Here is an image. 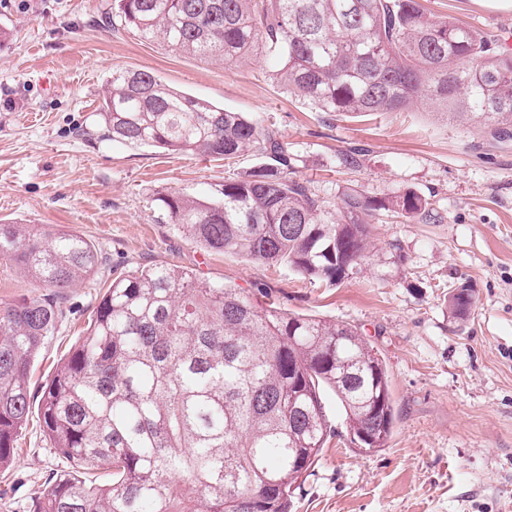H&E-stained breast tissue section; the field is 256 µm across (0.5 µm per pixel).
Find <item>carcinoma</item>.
Instances as JSON below:
<instances>
[{"mask_svg":"<svg viewBox=\"0 0 512 512\" xmlns=\"http://www.w3.org/2000/svg\"><path fill=\"white\" fill-rule=\"evenodd\" d=\"M107 22L210 61L264 43L280 85L320 112L367 116L428 100L474 127L512 135V53L420 0H115ZM105 136L123 144L261 162L224 180L217 197L158 198L169 223L201 246L284 265L339 285L371 259L383 210L429 215L414 192L342 194L336 211L292 177L277 130L138 70L112 72ZM0 260L47 293L0 303V465L32 408L30 370L62 316L63 289L95 273L99 255L77 234L0 224ZM472 289L448 291L461 318ZM332 391L351 441L387 445L396 423L388 371L351 326L262 305L169 264L112 279L85 336L41 386L38 412L55 453L73 464L47 482L35 512H291V494L335 433ZM106 462L112 480L80 470Z\"/></svg>","mask_w":512,"mask_h":512,"instance_id":"1","label":"carcinoma"}]
</instances>
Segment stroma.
Wrapping results in <instances>:
<instances>
[{"mask_svg": "<svg viewBox=\"0 0 512 512\" xmlns=\"http://www.w3.org/2000/svg\"><path fill=\"white\" fill-rule=\"evenodd\" d=\"M427 14L512 44V8L492 0H421ZM113 0H0V223L46 224L85 236L102 256L67 288L63 315L34 360L32 389L84 336L113 275L166 262L197 277L271 297L289 313L345 323L383 360L397 419L387 447L329 437L292 498V512H512V139L496 140L437 105L353 118L319 112L278 83L264 50L227 62L103 26ZM117 69L275 126L294 176L329 205L348 189L414 192L426 219L382 212L375 261L337 286L285 267L203 249L159 208L180 191L211 196L256 165L230 164L99 139L106 81ZM469 284L470 314L453 317L451 287ZM31 411L0 467V512H32L66 469Z\"/></svg>", "mask_w": 512, "mask_h": 512, "instance_id": "stroma-1", "label": "stroma"}]
</instances>
